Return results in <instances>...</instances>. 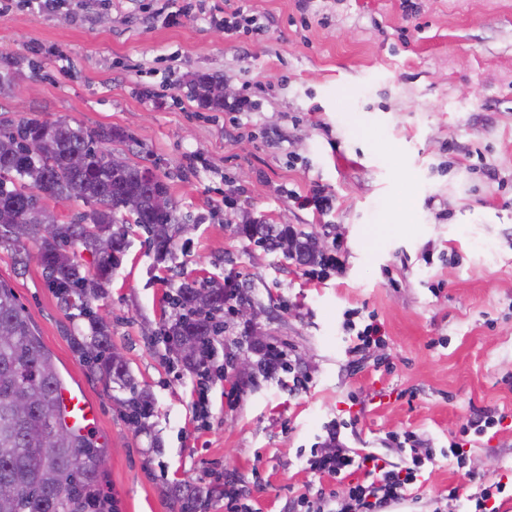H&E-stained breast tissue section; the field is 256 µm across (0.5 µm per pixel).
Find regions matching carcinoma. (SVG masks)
<instances>
[{"instance_id": "cac0c4a2", "label": "carcinoma", "mask_w": 512, "mask_h": 512, "mask_svg": "<svg viewBox=\"0 0 512 512\" xmlns=\"http://www.w3.org/2000/svg\"><path fill=\"white\" fill-rule=\"evenodd\" d=\"M24 59L0 54V89L12 84L23 69ZM189 94L213 110L224 109V85L212 76H201L189 86ZM43 142L40 157L26 155L27 141ZM126 138L116 128L88 130L61 119H27L0 130V246L15 252L16 264L24 268L30 254L26 244L36 247L48 287L54 289L72 323L71 338L105 386L117 384L130 392L129 411L141 410L150 402L137 390L127 362L112 351L110 333L91 305L73 309L69 297L94 300L109 285L112 270L128 247L131 226L143 229L148 243L161 259L171 253L174 226L180 223L176 206L165 213L151 211L150 198L156 190L169 191L161 179L146 180L147 167L127 161L113 162L105 144ZM81 152L85 167L73 170L67 160ZM46 198H78L91 206L88 213L60 224L56 238L42 235L36 215ZM249 243L264 249L276 248L303 265L315 264L323 256L314 237L288 225L274 228L251 222L238 227ZM94 256L89 270L78 258L75 247ZM175 309L171 324L163 326L169 350L186 365L200 361L203 345L213 356L217 331L205 315L224 311L226 291L222 285L184 281L169 297ZM87 324L84 334L81 324ZM11 339L0 341V483L19 489L14 499H0V512H109L98 492L102 451L80 428L69 424L62 408V380L51 355L31 329L28 318L11 288L0 283V330ZM57 432V448L45 453L40 433ZM181 512H201L203 492L175 489Z\"/></svg>"}]
</instances>
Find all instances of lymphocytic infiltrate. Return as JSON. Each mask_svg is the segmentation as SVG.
<instances>
[{
  "mask_svg": "<svg viewBox=\"0 0 512 512\" xmlns=\"http://www.w3.org/2000/svg\"><path fill=\"white\" fill-rule=\"evenodd\" d=\"M327 438L326 448L313 452L305 468L314 476L336 481L337 487L314 498L300 494L297 512H391L412 500L413 486L436 456L435 449H419L420 439L411 431L404 432L398 443L405 453L399 466L378 453L347 448L341 425H333Z\"/></svg>",
  "mask_w": 512,
  "mask_h": 512,
  "instance_id": "obj_1",
  "label": "lymphocytic infiltrate"
}]
</instances>
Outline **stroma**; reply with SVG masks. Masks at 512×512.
Instances as JSON below:
<instances>
[{"mask_svg": "<svg viewBox=\"0 0 512 512\" xmlns=\"http://www.w3.org/2000/svg\"><path fill=\"white\" fill-rule=\"evenodd\" d=\"M0 0V53L30 61L0 91V120L65 119L117 128L115 154L164 180L188 221L157 258L143 232L93 308L153 404L136 430L125 393L90 373L71 324L37 260L25 273L0 246L12 288L66 388L99 409L91 430L107 466L113 512H177V484L237 481L258 512H290L294 498L333 488L304 468L333 420L344 441L401 460L393 435L412 431L437 456L418 502L404 512H457L434 498L467 485L464 470L505 484L512 512V0ZM241 9L266 32L225 37L212 19ZM200 74L250 103L230 113L188 94ZM498 170L487 179L483 166ZM322 185L326 213L297 208L289 191ZM319 236L335 267L310 278L281 251L236 232L250 220ZM233 278L265 311L252 327L226 316L216 342L223 373L209 390L208 428L192 416V369L156 334L164 299L184 280ZM357 328L376 322L383 345L355 353ZM251 360L280 345L287 369L250 382L223 367L237 340ZM236 390L235 405L225 397ZM501 423L468 431L476 414ZM466 452L465 466L446 455Z\"/></svg>", "mask_w": 512, "mask_h": 512, "instance_id": "obj_1", "label": "stroma"}]
</instances>
